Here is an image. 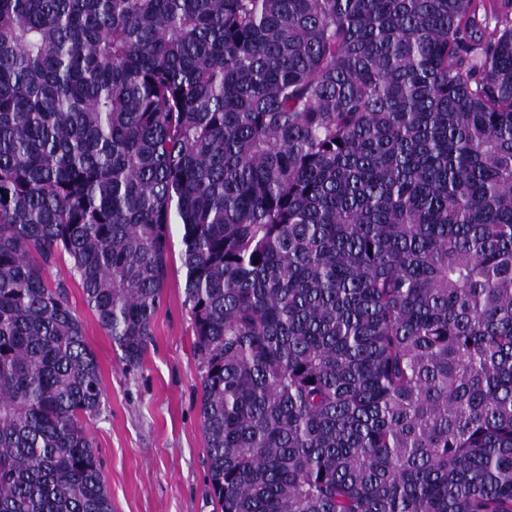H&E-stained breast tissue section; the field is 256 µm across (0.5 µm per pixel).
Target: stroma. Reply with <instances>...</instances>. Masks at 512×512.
Listing matches in <instances>:
<instances>
[{"instance_id": "stroma-1", "label": "stroma", "mask_w": 512, "mask_h": 512, "mask_svg": "<svg viewBox=\"0 0 512 512\" xmlns=\"http://www.w3.org/2000/svg\"><path fill=\"white\" fill-rule=\"evenodd\" d=\"M182 227H169L171 251L153 336L142 362L121 352L100 327L60 259L51 283H67L68 301L84 326L103 386L102 409L86 427L111 496L112 512H220L208 488L207 440L200 419V371L185 304Z\"/></svg>"}]
</instances>
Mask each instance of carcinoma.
<instances>
[{"instance_id": "obj_1", "label": "carcinoma", "mask_w": 512, "mask_h": 512, "mask_svg": "<svg viewBox=\"0 0 512 512\" xmlns=\"http://www.w3.org/2000/svg\"><path fill=\"white\" fill-rule=\"evenodd\" d=\"M220 512H512V0H0V512H112L100 369L170 238Z\"/></svg>"}]
</instances>
